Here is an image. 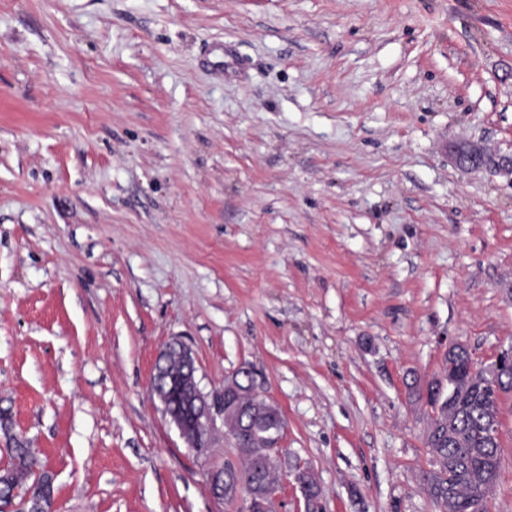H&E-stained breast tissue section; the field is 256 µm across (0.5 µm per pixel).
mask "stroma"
Wrapping results in <instances>:
<instances>
[{
	"label": "stroma",
	"instance_id": "1",
	"mask_svg": "<svg viewBox=\"0 0 512 512\" xmlns=\"http://www.w3.org/2000/svg\"><path fill=\"white\" fill-rule=\"evenodd\" d=\"M512 0H0V469L53 512H245L150 393L282 412L271 512H437L414 382L512 346ZM491 512H512V392ZM9 463L1 472L3 475L0 485V512H6V507L12 503V500L20 498L21 502L24 492L33 484L38 483L44 487L45 493L49 496L51 493V483L48 474L40 471L41 465L35 455L32 454L27 444L20 440H15L12 448L7 449ZM14 489L23 491L13 495ZM34 502L37 510L44 512L53 511L54 495L46 500L42 496L41 488H34L27 491L23 497V504Z\"/></svg>",
	"mask_w": 512,
	"mask_h": 512
}]
</instances>
